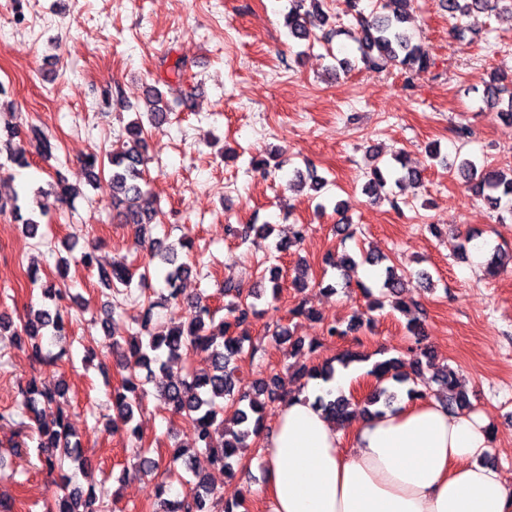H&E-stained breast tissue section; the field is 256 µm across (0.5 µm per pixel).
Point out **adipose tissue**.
Listing matches in <instances>:
<instances>
[{
  "mask_svg": "<svg viewBox=\"0 0 512 512\" xmlns=\"http://www.w3.org/2000/svg\"><path fill=\"white\" fill-rule=\"evenodd\" d=\"M352 378L310 382L281 405L263 439L269 512H512V486L487 460L497 430L486 415L405 398L364 419L342 450L314 400Z\"/></svg>",
  "mask_w": 512,
  "mask_h": 512,
  "instance_id": "ef3b65f1",
  "label": "adipose tissue"
}]
</instances>
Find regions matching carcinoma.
I'll return each instance as SVG.
<instances>
[{
  "label": "carcinoma",
  "mask_w": 512,
  "mask_h": 512,
  "mask_svg": "<svg viewBox=\"0 0 512 512\" xmlns=\"http://www.w3.org/2000/svg\"><path fill=\"white\" fill-rule=\"evenodd\" d=\"M411 0H374L369 14L356 12L360 27L359 56L351 62L337 59L338 67L348 70L357 62L370 72H382L396 67L404 74L424 70L431 65V59L422 42L414 39L409 32ZM325 0H289L284 23L288 35L297 45L307 48L313 46L314 29L326 19L323 9ZM442 10L451 18L471 15L475 12H493L502 21L512 23V0H440ZM503 78L493 75L485 82L482 100L495 110L497 118L512 123V94L503 97ZM174 107L163 101L159 93L154 92L147 98L146 116L153 128L161 127L168 119ZM6 139L0 140V152H7V161L17 167L29 165V156L37 155L48 161L54 157L56 145L53 137L42 128L32 125L27 129L6 127ZM147 147L145 125L141 120L130 122L126 127V137L121 146L112 151L107 158L98 153L86 155L79 166V183L71 184L62 179L49 184L65 203H73L80 196V184L94 185L104 170L110 171L112 183V207L123 224L129 225L135 236L148 244L151 260L159 261L152 268L143 266L142 272L122 264L109 268L97 263L92 251L82 253L79 261L84 267L97 270L99 283L107 289L124 287L131 292L132 283H137L140 295L144 297V311L136 320L138 329L123 342L127 345L125 362L121 364L124 375L121 382L112 391V408L115 418L113 428H123L134 439H140L138 427L132 424L134 407L148 395L147 385L153 375L159 371L167 381L161 389L164 410L171 417L181 421L189 432V447L207 455L213 465H217L228 475L234 474V468L241 466V449L248 448L253 439L260 436L263 429L265 409L270 403H282L288 398L289 391L278 375L267 379L250 380L238 374L236 362L242 355L252 356L259 351L252 338L242 331L259 315L257 301L265 295L262 282L249 289L233 279L224 280V296L230 298L225 304L227 315L219 325H214V310L204 297H195L186 304L190 309L188 322L172 327H163L154 322L155 309L170 303L181 301V283L190 275L191 267L179 261L175 245L161 238L148 235V227L155 222L156 209L145 189L144 152ZM372 165L369 180L363 193L369 197L378 190L391 185L395 187H416L423 180V172L408 165L397 155L394 162L381 161L380 154L370 155ZM455 168L462 178L464 186L475 197L481 199L492 211L512 216V168H498L488 164L477 166L467 158L448 164ZM295 178L308 184L310 190L318 193L326 185L324 177L316 169L295 171ZM18 194H5L0 191V212L10 211L15 220L21 222L22 232L30 238L37 236L41 221L35 209L28 216L21 214ZM162 276L166 292L154 299L147 293L148 282L154 275ZM383 280L379 285L378 296L371 308L382 309L390 306L401 313H410L405 300L406 275L398 273L392 265L383 269ZM364 324L362 317L354 315L346 328L337 323L325 328V335L342 337L360 329ZM54 336L65 333V323L59 310L29 307L19 322H7L3 331L9 333L11 343L27 353L34 364H44L59 360L62 354L52 355L45 350L43 336L47 331ZM112 338V347L121 344ZM190 348L202 349L210 353L212 367L200 373L182 372L180 361L182 353ZM334 374L331 364L300 367L293 372L294 380H327ZM368 375L381 382L391 379L398 384L411 383L407 395L425 398L433 395L450 412L463 411L471 407V401L461 385L455 369L444 366L428 376L422 362L409 371L404 370L400 360L391 357L375 363ZM64 395L62 387L50 388L31 377L21 388L22 399L17 406L18 425L26 426L30 420L36 425L35 454L40 463L51 470L59 471V481L46 502V512H98L94 508L91 495L83 493L78 486L72 485L73 476L64 470L65 462L70 461L77 467H85L88 459L80 440L73 439L61 411L54 409L57 398ZM396 400V394L376 386L363 399L339 394L327 399L316 397L315 404L323 412L339 423L351 420L357 413L368 412L370 406L389 408ZM235 406L232 415L224 417V402ZM186 490L180 499L174 501L164 498L170 490V484L163 481L157 486V507L153 512H236L238 501H225L214 487L198 472L193 478L182 479Z\"/></svg>",
  "instance_id": "obj_1"
}]
</instances>
